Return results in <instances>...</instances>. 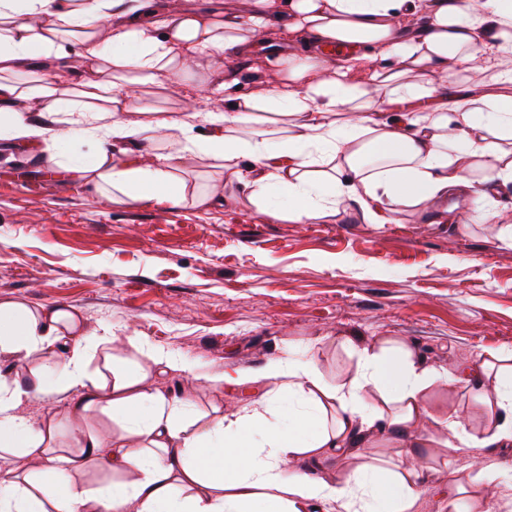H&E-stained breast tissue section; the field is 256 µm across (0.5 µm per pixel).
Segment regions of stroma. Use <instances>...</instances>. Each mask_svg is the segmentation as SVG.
Wrapping results in <instances>:
<instances>
[{
	"instance_id": "stroma-1",
	"label": "stroma",
	"mask_w": 512,
	"mask_h": 512,
	"mask_svg": "<svg viewBox=\"0 0 512 512\" xmlns=\"http://www.w3.org/2000/svg\"><path fill=\"white\" fill-rule=\"evenodd\" d=\"M223 55L189 62L182 97L134 98L128 117L153 103L194 117L224 102L210 91ZM94 140L66 136L56 151L0 139V300L74 307L88 332L115 334L114 355L135 356L138 336L194 362L197 373L151 374L150 386L215 418L236 408L237 389L213 384L224 368L260 370L273 354L309 347L329 384L357 363L348 337L413 342L424 364L455 373L488 352L512 348V247L497 224H432L419 208L370 224L350 210L318 221H269L222 168L184 161L189 199L150 207L93 197L79 180L52 173L51 155L90 159ZM223 199L196 206L193 194ZM424 437H440L449 410L481 427L478 403L442 383L427 394ZM69 400L33 394L21 407L33 422L54 419L67 442ZM422 449L415 467L417 512H437L455 474Z\"/></svg>"
}]
</instances>
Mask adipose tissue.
Instances as JSON below:
<instances>
[{
    "instance_id": "ef3b65f1",
    "label": "adipose tissue",
    "mask_w": 512,
    "mask_h": 512,
    "mask_svg": "<svg viewBox=\"0 0 512 512\" xmlns=\"http://www.w3.org/2000/svg\"><path fill=\"white\" fill-rule=\"evenodd\" d=\"M141 0H0V139L37 145L53 123L97 137L89 161L69 165L93 194L141 206L179 204L187 186L183 160L220 163L225 175L265 204L269 220L324 219L357 207L375 224L391 206H415L437 223L457 219L502 227L512 243V209L496 205L512 183V0H249L245 11L210 15L169 8L147 25L130 22ZM424 13L427 23L410 25ZM306 47L255 72L265 93L242 91L232 63L216 85L224 109L208 113L200 135L178 113L143 108L125 118L130 86L171 93L190 61L256 43ZM346 47L341 58L327 55ZM83 66L68 89L52 76L67 46ZM165 152L146 157L142 144ZM91 337L75 309L0 301V359L34 361L27 380L0 381V512H308L316 503L343 512H414L421 496L415 469L404 466L426 446L420 425L426 390L445 380L472 390L485 424L474 429L455 411L439 419L451 464L476 448L512 447V348L488 352L471 371L443 377L408 344L379 337L346 339L357 355L347 381L329 385L314 359L287 354L261 373L229 368L221 384L243 394L232 413L209 422L187 402L148 388V367L194 374V362L149 345L129 344L144 365L105 353L89 373ZM68 395L74 424L56 445L53 420L20 414L30 395ZM101 410L121 431L103 446L83 425ZM383 435L399 459L364 456L336 482L292 471L291 463L374 447ZM39 470H31V461ZM102 463L111 480L90 488L75 473ZM503 474L481 465L455 484L440 512L477 503ZM497 512H512L502 494Z\"/></svg>"
}]
</instances>
